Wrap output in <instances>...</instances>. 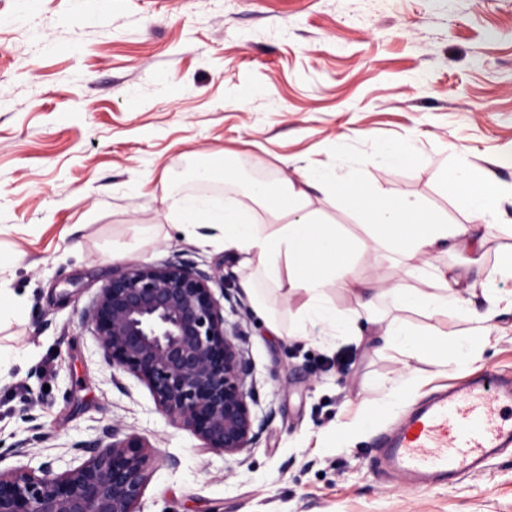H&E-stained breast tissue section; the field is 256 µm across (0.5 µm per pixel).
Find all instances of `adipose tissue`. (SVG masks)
<instances>
[{
    "label": "adipose tissue",
    "mask_w": 512,
    "mask_h": 512,
    "mask_svg": "<svg viewBox=\"0 0 512 512\" xmlns=\"http://www.w3.org/2000/svg\"><path fill=\"white\" fill-rule=\"evenodd\" d=\"M455 179L467 186L464 208L476 220L493 216L500 189L471 167L458 169ZM335 200L363 220L369 241L399 254L414 277L413 283L371 288L358 280L354 261L364 243L347 236L330 223L323 210L312 208L311 190ZM248 203L224 208L208 206L192 197L174 199L170 211L185 224L208 223L224 228V249L243 262H259L263 276L277 289L303 297L294 331L300 336L336 337L347 332L351 319L362 320L373 335L409 360L440 364L447 353L467 358L489 341L488 327L452 339L428 344L423 331L408 321L385 318L377 309L389 296L400 310H420L431 317L447 316L458 306L447 270L434 267L436 253L467 254L468 264L483 262V243L464 224H450L442 212L394 194L386 188H370L354 177H340L325 170L299 181L288 175L253 185ZM350 292L358 309L354 316L340 313L327 294L328 285Z\"/></svg>",
    "instance_id": "ef3b65f1"
}]
</instances>
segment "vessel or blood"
Returning <instances> with one entry per match:
<instances>
[{"label": "vessel or blood", "instance_id": "vessel-or-blood-1", "mask_svg": "<svg viewBox=\"0 0 512 512\" xmlns=\"http://www.w3.org/2000/svg\"><path fill=\"white\" fill-rule=\"evenodd\" d=\"M512 445V376L485 372L435 392L384 442L402 480L426 487L481 470Z\"/></svg>", "mask_w": 512, "mask_h": 512}]
</instances>
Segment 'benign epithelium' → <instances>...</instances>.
<instances>
[{
    "label": "benign epithelium",
    "instance_id": "obj_1",
    "mask_svg": "<svg viewBox=\"0 0 512 512\" xmlns=\"http://www.w3.org/2000/svg\"><path fill=\"white\" fill-rule=\"evenodd\" d=\"M215 278L188 262L129 263L112 271L86 317L117 388L118 374L137 377L173 424L233 455L258 443L266 419L252 409V365L225 328ZM29 431L0 459L46 439L37 425ZM71 448L80 464L62 472L50 457L0 470V512H136L155 462L142 438L106 428Z\"/></svg>",
    "mask_w": 512,
    "mask_h": 512
}]
</instances>
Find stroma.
Masks as SVG:
<instances>
[{"label": "stroma", "mask_w": 512, "mask_h": 512, "mask_svg": "<svg viewBox=\"0 0 512 512\" xmlns=\"http://www.w3.org/2000/svg\"><path fill=\"white\" fill-rule=\"evenodd\" d=\"M412 152L372 165L382 145ZM235 173L197 183L198 156ZM503 190L473 222L452 181L461 165ZM324 168L474 224L485 265L512 249V0H0V282L22 295L0 319V445L37 422L45 442L0 468L73 463V443L116 427L157 450L137 512H512V447L450 485L408 489L380 439L406 410L484 371L512 375V277L461 289L494 307L491 341L470 361L406 363L345 336L277 335L242 289L255 280L282 324L301 301L269 290L257 265L226 253L222 228L174 223L168 200L246 201L247 178ZM155 224L157 236L137 226ZM185 261L219 273L224 317L254 365V448L208 451L173 425L132 375L112 383L84 310L117 263ZM354 273L378 287L405 276L361 251ZM414 387L363 429L391 380ZM339 428L335 447L322 445Z\"/></svg>", "instance_id": "35a3bbf8"}]
</instances>
